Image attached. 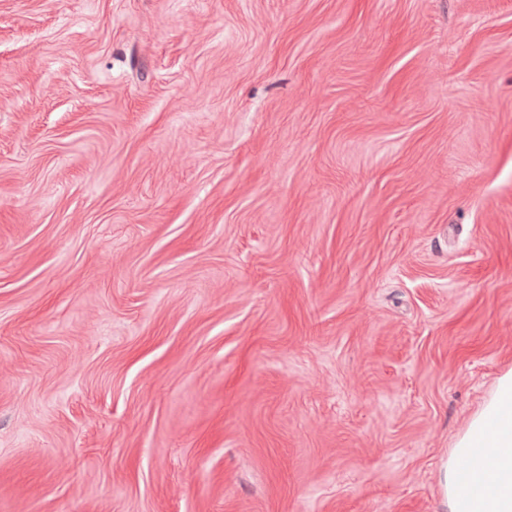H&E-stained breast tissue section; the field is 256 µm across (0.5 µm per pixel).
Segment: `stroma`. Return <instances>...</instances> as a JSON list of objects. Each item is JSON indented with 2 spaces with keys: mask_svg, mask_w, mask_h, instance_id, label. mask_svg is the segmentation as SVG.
<instances>
[{
  "mask_svg": "<svg viewBox=\"0 0 512 512\" xmlns=\"http://www.w3.org/2000/svg\"><path fill=\"white\" fill-rule=\"evenodd\" d=\"M512 370V0H0V512H448Z\"/></svg>",
  "mask_w": 512,
  "mask_h": 512,
  "instance_id": "obj_1",
  "label": "stroma"
}]
</instances>
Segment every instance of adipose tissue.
<instances>
[{
  "label": "adipose tissue",
  "instance_id": "ef3b65f1",
  "mask_svg": "<svg viewBox=\"0 0 512 512\" xmlns=\"http://www.w3.org/2000/svg\"><path fill=\"white\" fill-rule=\"evenodd\" d=\"M445 492L448 512H512V370L458 436Z\"/></svg>",
  "mask_w": 512,
  "mask_h": 512
}]
</instances>
